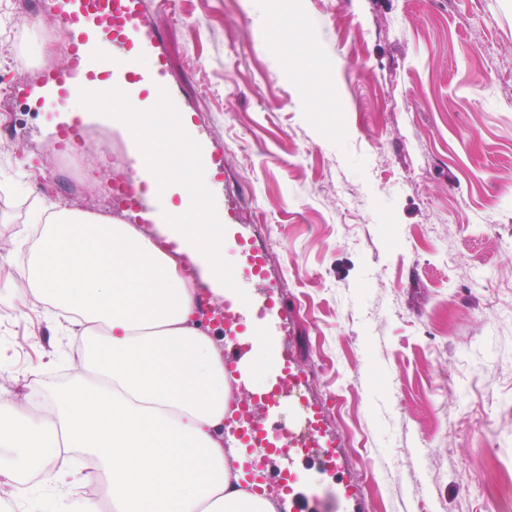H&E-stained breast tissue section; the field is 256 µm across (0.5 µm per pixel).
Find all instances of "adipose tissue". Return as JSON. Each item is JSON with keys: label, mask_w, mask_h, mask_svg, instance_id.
<instances>
[{"label": "adipose tissue", "mask_w": 512, "mask_h": 512, "mask_svg": "<svg viewBox=\"0 0 512 512\" xmlns=\"http://www.w3.org/2000/svg\"><path fill=\"white\" fill-rule=\"evenodd\" d=\"M17 300L63 311L88 376L34 415L0 394V500L36 471L68 512H275L222 445L230 380L215 340L195 320L197 294L167 253L132 224L60 209L31 243ZM245 383L276 373L272 341L253 327ZM78 451L90 471L56 467ZM106 488L105 501L83 495Z\"/></svg>", "instance_id": "obj_1"}]
</instances>
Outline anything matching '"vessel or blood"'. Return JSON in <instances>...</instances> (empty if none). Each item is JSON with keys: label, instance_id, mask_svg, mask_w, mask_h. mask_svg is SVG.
Wrapping results in <instances>:
<instances>
[{"label": "vessel or blood", "instance_id": "vessel-or-blood-1", "mask_svg": "<svg viewBox=\"0 0 512 512\" xmlns=\"http://www.w3.org/2000/svg\"><path fill=\"white\" fill-rule=\"evenodd\" d=\"M172 0H55L48 25L65 32V61L37 83L19 81L15 94L44 116V134L64 157L79 155L88 138L114 143L129 161L127 176L113 180L109 208L125 224H179L199 209L210 239L224 243V301L209 307L207 323L225 335L282 313L267 287L269 242L242 233V203L225 187L223 152L202 134L197 107L180 91L150 6ZM178 175L156 189L155 151ZM205 196H198V185ZM249 448H291L296 440L276 427L226 417Z\"/></svg>", "mask_w": 512, "mask_h": 512}]
</instances>
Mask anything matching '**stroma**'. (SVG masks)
Listing matches in <instances>:
<instances>
[{
	"instance_id": "1",
	"label": "stroma",
	"mask_w": 512,
	"mask_h": 512,
	"mask_svg": "<svg viewBox=\"0 0 512 512\" xmlns=\"http://www.w3.org/2000/svg\"><path fill=\"white\" fill-rule=\"evenodd\" d=\"M47 5L0 0V183L28 181L0 197L5 252L32 207L103 214L116 174L94 138L93 173L71 175L13 96L21 64L64 61L29 28ZM261 12L286 26L264 32ZM154 19L242 230L272 242L273 355L304 372L339 443L292 459L324 478L277 512H512V0H176ZM12 306L0 389L51 399L75 352L38 299ZM368 466L394 472L383 501Z\"/></svg>"
}]
</instances>
